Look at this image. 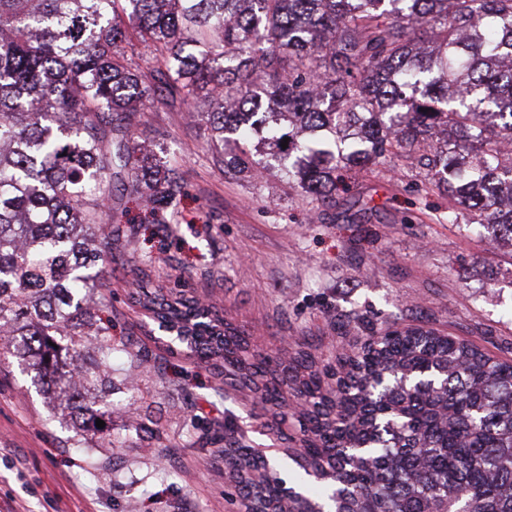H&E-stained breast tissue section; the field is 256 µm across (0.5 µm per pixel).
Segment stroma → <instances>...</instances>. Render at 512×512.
<instances>
[{
    "label": "stroma",
    "mask_w": 512,
    "mask_h": 512,
    "mask_svg": "<svg viewBox=\"0 0 512 512\" xmlns=\"http://www.w3.org/2000/svg\"><path fill=\"white\" fill-rule=\"evenodd\" d=\"M137 136L178 170L183 193L168 227L153 223L139 198L113 200L112 226L129 246L104 267L100 314L112 318L114 337L134 335L148 349L137 408L163 438L132 425L125 354L111 362V433L123 442L111 449L78 447L70 416L0 353V512H236L221 444L189 447L190 424L213 428L231 414L253 447H282L260 432L250 399L217 397V378L140 331L125 277L132 264L150 263L166 285L181 282L267 353L291 344L334 362L366 338L334 327L358 312L380 327L425 326L512 359V250L449 223L447 200L421 185L408 161L351 179L330 221L285 195L277 177L258 192L225 177L180 101L147 104ZM362 201L376 208L369 222L346 223Z\"/></svg>",
    "instance_id": "obj_1"
}]
</instances>
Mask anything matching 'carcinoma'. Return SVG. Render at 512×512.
<instances>
[{
	"label": "carcinoma",
	"instance_id": "cac0c4a2",
	"mask_svg": "<svg viewBox=\"0 0 512 512\" xmlns=\"http://www.w3.org/2000/svg\"><path fill=\"white\" fill-rule=\"evenodd\" d=\"M140 44L152 82L128 62ZM201 117L224 174L279 175L318 207L346 180L404 157L464 217L512 247V0H0V346L74 417L83 448L112 396L102 269L112 196L136 195L169 224L181 183L132 138L144 101ZM288 142V147L281 146ZM137 301L191 338L222 383L247 390L267 426L299 419L303 456L332 512H512V362L421 327L379 329L336 367L311 351L263 353L181 290ZM96 340L89 347V339ZM213 440L244 512H323L288 493L237 420Z\"/></svg>",
	"mask_w": 512,
	"mask_h": 512
}]
</instances>
